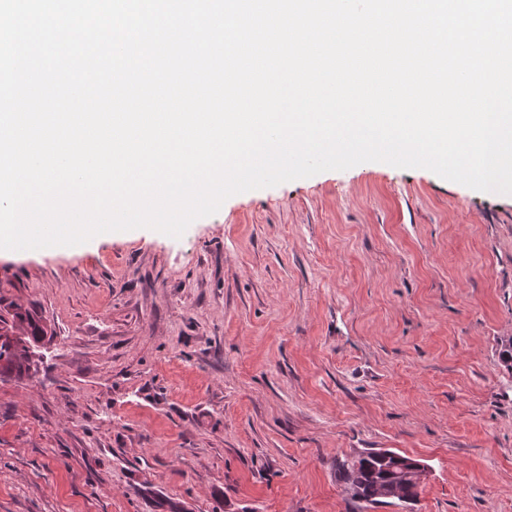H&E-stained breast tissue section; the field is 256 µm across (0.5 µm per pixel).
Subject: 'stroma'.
<instances>
[{"label": "stroma", "instance_id": "35a3bbf8", "mask_svg": "<svg viewBox=\"0 0 512 512\" xmlns=\"http://www.w3.org/2000/svg\"><path fill=\"white\" fill-rule=\"evenodd\" d=\"M0 512H512V195L366 162L140 228L0 253ZM387 448L416 502L352 499ZM0 326V377L20 378L29 373L33 361L30 346L48 334L47 327L29 310L14 308L10 324Z\"/></svg>", "mask_w": 512, "mask_h": 512}]
</instances>
